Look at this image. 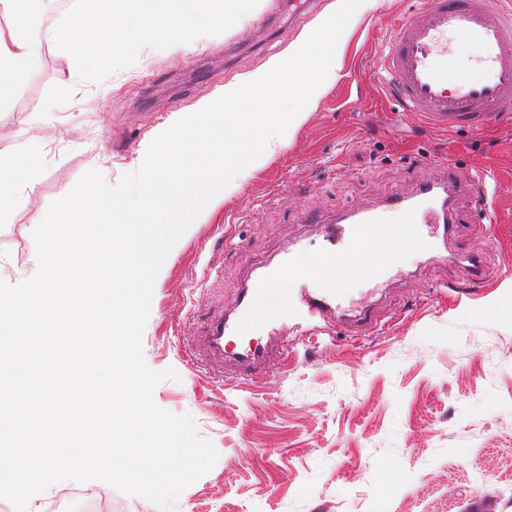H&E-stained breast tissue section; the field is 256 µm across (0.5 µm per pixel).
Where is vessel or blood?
<instances>
[{
	"instance_id": "1",
	"label": "vessel or blood",
	"mask_w": 512,
	"mask_h": 512,
	"mask_svg": "<svg viewBox=\"0 0 512 512\" xmlns=\"http://www.w3.org/2000/svg\"><path fill=\"white\" fill-rule=\"evenodd\" d=\"M464 44L480 47L482 79H465L457 70L452 52ZM377 71L403 111L420 113L434 125L496 124L512 112V10L505 0H419L393 28ZM423 166L433 175L410 194L347 208L337 222L322 224L325 245L319 252H285L240 289L233 310L214 309L197 336L202 350L229 364L234 379L252 381L273 354L272 338L287 337L301 314L354 329L377 324L369 285L388 281L403 251L428 253L453 235L459 191H467L483 223L493 221L488 176L463 178L444 154ZM395 213L400 223L391 222ZM352 279L361 289L349 288Z\"/></svg>"
}]
</instances>
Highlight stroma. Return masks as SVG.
<instances>
[{
	"mask_svg": "<svg viewBox=\"0 0 512 512\" xmlns=\"http://www.w3.org/2000/svg\"><path fill=\"white\" fill-rule=\"evenodd\" d=\"M317 2L257 42L251 33L269 5L258 0L226 32L188 48H143L101 83L81 80L70 54L44 45L0 112V155L42 143L34 185L0 208V281L36 274L32 232L83 174L99 171L113 185L137 170L161 127L271 67L329 17L334 0ZM413 7L364 0L341 35L335 81L284 145L207 204L155 280L144 358L178 378L160 382L154 401L191 415L219 453L174 512H512L499 493L512 487V123L448 129L402 111L372 67ZM445 152L462 173L488 174L496 186L493 223H475L465 209L454 234L456 250L483 254L480 283L460 275L442 284L407 252L381 290V325L289 334L287 354L257 384L188 366L185 313L203 326L285 250L324 246L316 225L298 223L301 208L328 219L379 203L416 184L423 156ZM208 265L223 278L202 288ZM468 286L473 299L457 302L455 288Z\"/></svg>",
	"mask_w": 512,
	"mask_h": 512,
	"instance_id": "obj_1",
	"label": "stroma"
}]
</instances>
